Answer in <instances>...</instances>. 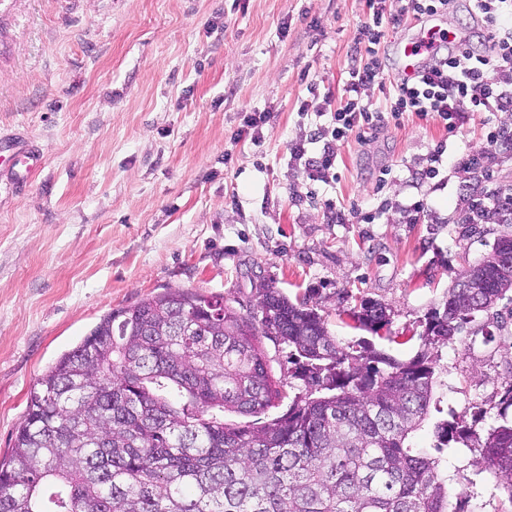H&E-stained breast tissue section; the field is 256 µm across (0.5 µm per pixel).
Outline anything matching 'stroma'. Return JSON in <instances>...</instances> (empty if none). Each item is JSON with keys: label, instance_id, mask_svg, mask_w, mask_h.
Here are the masks:
<instances>
[{"label": "stroma", "instance_id": "1", "mask_svg": "<svg viewBox=\"0 0 512 512\" xmlns=\"http://www.w3.org/2000/svg\"><path fill=\"white\" fill-rule=\"evenodd\" d=\"M367 14L366 0H0V143L44 160L27 185L0 176V458L48 367L102 315L170 287L247 316L270 282L316 305L342 346L421 350L463 262L512 233L459 221L475 189L512 186V114L473 112L453 131L412 116L337 141L333 178L309 182L289 143L317 118L298 99L314 83L340 100ZM419 30L389 27L372 108ZM254 110L273 114L258 146L235 137ZM492 130L506 146L488 143ZM441 140L482 167L413 178ZM331 201L344 223H329ZM364 299L390 307L388 327H350L345 312ZM466 330L439 349L435 396L481 432L512 385V302ZM440 419L413 442L447 461L458 512H512L491 475L474 479L468 449L441 447Z\"/></svg>", "mask_w": 512, "mask_h": 512}]
</instances>
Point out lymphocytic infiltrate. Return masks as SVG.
Wrapping results in <instances>:
<instances>
[{"mask_svg": "<svg viewBox=\"0 0 512 512\" xmlns=\"http://www.w3.org/2000/svg\"><path fill=\"white\" fill-rule=\"evenodd\" d=\"M471 2L484 24L480 41L466 35L452 38L443 29L431 31L422 70L397 84L385 109L377 110L364 103L362 93L383 76L380 50L388 25L399 15L412 19L441 15L449 0H404L396 15L387 13L386 0H368L369 17L356 37L357 49L365 51L368 60L350 69L344 104L334 110L316 107L320 92L313 83L300 101V113L313 111L329 119L328 127H316L290 144V158L301 164L307 180H327L336 166L337 139L400 121L408 112L448 129L464 124L472 112H512V0ZM484 42L490 44V52L481 50Z\"/></svg>", "mask_w": 512, "mask_h": 512, "instance_id": "1", "label": "lymphocytic infiltrate"}]
</instances>
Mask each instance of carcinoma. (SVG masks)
<instances>
[{
  "instance_id": "carcinoma-1",
  "label": "carcinoma",
  "mask_w": 512,
  "mask_h": 512,
  "mask_svg": "<svg viewBox=\"0 0 512 512\" xmlns=\"http://www.w3.org/2000/svg\"><path fill=\"white\" fill-rule=\"evenodd\" d=\"M502 203L488 212L479 198L460 223L512 224V194ZM507 242L480 260L477 294L455 285L428 312L409 360L341 346L314 306L271 284L248 318L182 288L103 315L31 392L0 460V512H457L448 469L410 438L443 412L434 350L465 343V325L512 292L494 265ZM348 316L374 333L391 323L370 299ZM262 337L288 347L305 393L261 426L226 423L282 397ZM502 404L482 441L457 418L436 430L477 448L475 474L512 502V383Z\"/></svg>"
}]
</instances>
